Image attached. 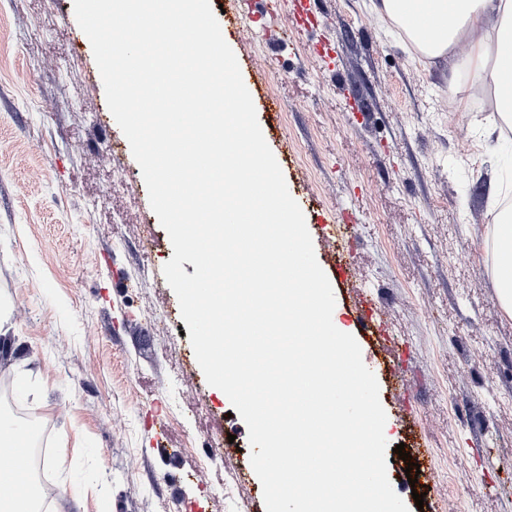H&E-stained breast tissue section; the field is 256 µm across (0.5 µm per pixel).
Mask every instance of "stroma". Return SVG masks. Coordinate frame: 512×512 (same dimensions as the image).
I'll use <instances>...</instances> for the list:
<instances>
[{"mask_svg":"<svg viewBox=\"0 0 512 512\" xmlns=\"http://www.w3.org/2000/svg\"><path fill=\"white\" fill-rule=\"evenodd\" d=\"M210 3L252 99L279 103L258 122L333 322L377 379L394 491L409 512H512V316L481 248L490 179L512 188V171L481 153L484 112L449 128L439 105L457 74L418 61L366 0H318L300 28L285 0L265 39L233 0ZM172 255L73 0H0V302L15 347L0 380L29 371L13 395L43 425L54 487L77 492L45 512H266L247 426L207 384L163 276ZM366 292L378 340L351 319ZM215 453L241 473L222 493L204 465Z\"/></svg>","mask_w":512,"mask_h":512,"instance_id":"obj_1","label":"stroma"}]
</instances>
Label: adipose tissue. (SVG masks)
<instances>
[{
	"instance_id": "adipose-tissue-1",
	"label": "adipose tissue",
	"mask_w": 512,
	"mask_h": 512,
	"mask_svg": "<svg viewBox=\"0 0 512 512\" xmlns=\"http://www.w3.org/2000/svg\"><path fill=\"white\" fill-rule=\"evenodd\" d=\"M370 8L397 29L420 60L442 62L469 72L474 83L500 86L501 68L489 61L491 47L512 46V0H370ZM434 18L433 31L423 32L410 18ZM494 260V280L503 311L512 315V219L496 215L485 241Z\"/></svg>"
}]
</instances>
